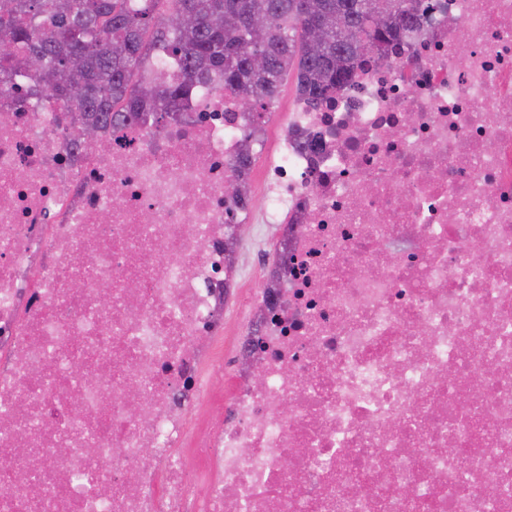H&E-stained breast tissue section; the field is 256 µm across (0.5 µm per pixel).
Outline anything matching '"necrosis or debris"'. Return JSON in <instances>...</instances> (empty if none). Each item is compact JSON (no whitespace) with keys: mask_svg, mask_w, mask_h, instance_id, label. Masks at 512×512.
Returning a JSON list of instances; mask_svg holds the SVG:
<instances>
[{"mask_svg":"<svg viewBox=\"0 0 512 512\" xmlns=\"http://www.w3.org/2000/svg\"><path fill=\"white\" fill-rule=\"evenodd\" d=\"M444 2L327 103L102 151L0 94V512H512V0Z\"/></svg>","mask_w":512,"mask_h":512,"instance_id":"1","label":"necrosis or debris"}]
</instances>
